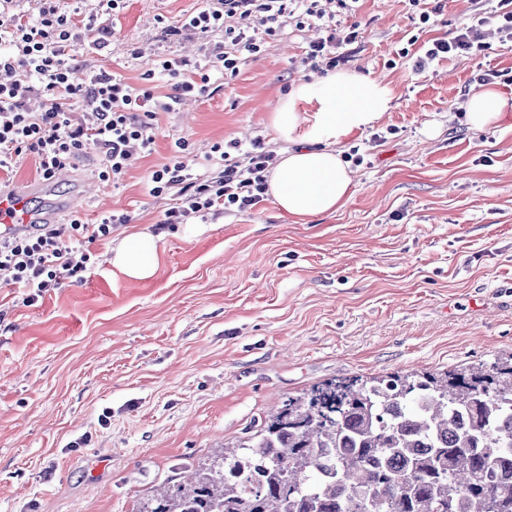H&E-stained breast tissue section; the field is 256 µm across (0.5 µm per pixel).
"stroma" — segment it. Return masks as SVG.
Returning a JSON list of instances; mask_svg holds the SVG:
<instances>
[{
    "instance_id": "35a3bbf8",
    "label": "stroma",
    "mask_w": 512,
    "mask_h": 512,
    "mask_svg": "<svg viewBox=\"0 0 512 512\" xmlns=\"http://www.w3.org/2000/svg\"><path fill=\"white\" fill-rule=\"evenodd\" d=\"M202 0H125L107 44L85 69L170 93L160 59L194 60L202 36L181 30ZM470 0H361L337 14L338 69L381 78L390 108L335 145L355 174L343 208L295 223L271 197L220 212L187 235L164 223L174 193L150 195L172 159L195 169L211 146L261 138L280 98L321 75L300 64L316 29L294 22L265 37L235 75L215 68L211 93L158 114L151 153L120 185L101 181L89 152L56 179L32 163L10 177L35 188L33 210L83 194L88 222L128 214L91 250L81 283L31 305L0 271V512H141L162 485L254 434L267 412L328 379L444 372L512 352V42L494 28L484 50L414 62L429 40L453 37ZM429 22H421V13ZM508 103L481 130L466 122L477 76ZM186 140L187 150L174 143ZM147 230L160 264L145 282L112 267L113 246Z\"/></svg>"
}]
</instances>
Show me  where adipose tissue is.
<instances>
[{"label":"adipose tissue","instance_id":"adipose-tissue-1","mask_svg":"<svg viewBox=\"0 0 512 512\" xmlns=\"http://www.w3.org/2000/svg\"><path fill=\"white\" fill-rule=\"evenodd\" d=\"M317 100L319 110L304 123L298 102ZM391 96L381 81L357 73H340L320 85L297 84L280 100L271 125L280 138L297 140V149L281 155L268 177V193L282 213L302 221L345 205L354 179L330 140L371 125L390 107ZM111 263L126 278L152 279L159 267V239L140 231L113 248Z\"/></svg>","mask_w":512,"mask_h":512}]
</instances>
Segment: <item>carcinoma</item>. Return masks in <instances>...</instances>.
I'll use <instances>...</instances> for the list:
<instances>
[{
	"label": "carcinoma",
	"mask_w": 512,
	"mask_h": 512,
	"mask_svg": "<svg viewBox=\"0 0 512 512\" xmlns=\"http://www.w3.org/2000/svg\"><path fill=\"white\" fill-rule=\"evenodd\" d=\"M148 512H512V354L317 384Z\"/></svg>",
	"instance_id": "1"
}]
</instances>
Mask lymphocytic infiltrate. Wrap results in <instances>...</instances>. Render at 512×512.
Wrapping results in <instances>:
<instances>
[{
	"label": "lymphocytic infiltrate",
	"instance_id": "lymphocytic-infiltrate-1",
	"mask_svg": "<svg viewBox=\"0 0 512 512\" xmlns=\"http://www.w3.org/2000/svg\"><path fill=\"white\" fill-rule=\"evenodd\" d=\"M38 2L37 16L26 19L13 13L12 0H0V173H13L30 159L38 176L49 181L93 149L102 156L100 179L122 180L136 162L135 150L151 152L157 113L174 110L182 96L206 93L213 62L236 73L243 57L259 53L262 35H274L284 16L297 15L300 23L328 31L308 47L310 69H318L323 61L332 67L341 59L343 41L330 30L335 15L324 0H206L181 26L202 35L220 28L224 40L199 59L163 61L161 67L174 83L170 94L158 97L109 71L84 72L78 60L81 34H95V47L104 48L102 19L120 0H97L95 10L86 13L77 7L65 9L61 0ZM488 27L512 38V0H498L490 10L473 8L454 37L432 40L416 70L439 58L481 49ZM35 94L44 100L39 112L27 106ZM240 149L235 140L213 144L206 158L220 169L208 179L186 173L177 162L154 171L151 193L172 189L178 198L165 214L166 223L185 224L220 209L244 211L261 202L275 156L257 140L243 165L236 159ZM128 221L127 215L109 213L89 224L72 213L67 232L46 224L39 233L0 244V269L10 272L9 284L22 293L24 302L33 303L62 280L83 281L90 269L91 245L108 239L113 225Z\"/></svg>",
	"mask_w": 512,
	"mask_h": 512
}]
</instances>
